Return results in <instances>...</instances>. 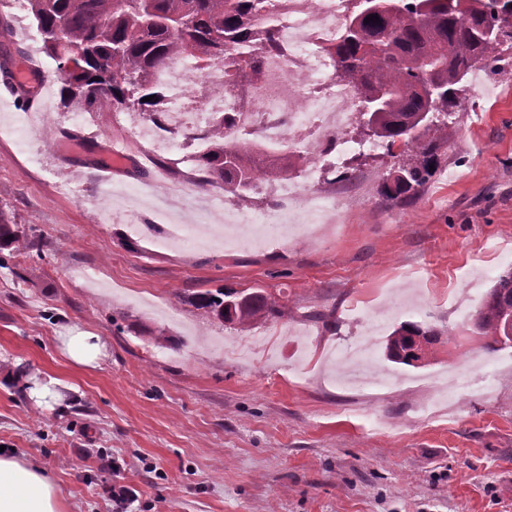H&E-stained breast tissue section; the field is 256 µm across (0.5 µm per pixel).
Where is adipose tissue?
Returning <instances> with one entry per match:
<instances>
[{
    "label": "adipose tissue",
    "mask_w": 512,
    "mask_h": 512,
    "mask_svg": "<svg viewBox=\"0 0 512 512\" xmlns=\"http://www.w3.org/2000/svg\"><path fill=\"white\" fill-rule=\"evenodd\" d=\"M0 512H64L48 473L28 461L0 455Z\"/></svg>",
    "instance_id": "obj_1"
}]
</instances>
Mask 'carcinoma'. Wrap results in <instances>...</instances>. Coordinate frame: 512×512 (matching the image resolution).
<instances>
[{
  "label": "carcinoma",
  "instance_id": "obj_1",
  "mask_svg": "<svg viewBox=\"0 0 512 512\" xmlns=\"http://www.w3.org/2000/svg\"><path fill=\"white\" fill-rule=\"evenodd\" d=\"M24 9L40 37V51L56 65L63 107L120 112L132 106L159 128L170 97L154 80L156 73L183 61L200 76L230 51L235 69L225 81V92L233 96L245 90V78L256 75V60L274 35L269 0H24ZM378 17L366 23L353 7L331 55L338 75L355 89L356 107L372 99L378 103L362 125L359 143L389 154L399 143L415 149V158L391 172L381 186L385 200L406 204L440 167L438 150L459 118L460 84L478 68L495 67L512 50V36L486 38L488 17L471 0H403L397 9L383 7ZM424 78L437 84L430 98L420 89ZM151 95L153 100L143 101ZM426 111L439 118L412 143L409 130ZM231 127L230 117L214 113L192 136L197 149L190 162L198 186L219 187L246 202L259 183L286 180L299 171L301 157L253 146L227 134ZM34 247L35 242L21 239L17 225L1 210L0 251ZM190 304L240 326L285 315L263 292L238 296L232 289L206 290L193 295ZM511 317L509 267L496 278L472 323L493 349L503 342ZM449 335L427 320L403 322L387 335L385 358L407 367L427 366Z\"/></svg>",
  "mask_w": 512,
  "mask_h": 512
}]
</instances>
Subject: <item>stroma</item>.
Segmentation results:
<instances>
[{
  "mask_svg": "<svg viewBox=\"0 0 512 512\" xmlns=\"http://www.w3.org/2000/svg\"><path fill=\"white\" fill-rule=\"evenodd\" d=\"M11 3L0 0V210L44 254L0 263V446L48 472L67 512H116L119 485L138 494L126 512H512V347L488 350L469 323L512 265V57L472 73L414 200L384 201L395 160L363 156L356 186L327 184L338 208L315 239L231 250L227 236L255 227L220 213L206 238L172 242L169 226L194 223L216 189L192 183L182 147L145 157L128 113H95L102 133L89 135ZM17 67L32 74L27 93L51 100L33 127L5 77ZM220 288L271 294L286 314L243 328L188 302ZM406 302L454 337L429 366L384 356L394 326L416 318ZM159 327L175 345L151 342ZM84 335L99 351L79 364L62 339ZM463 345L474 362L460 363ZM455 362L475 382L490 363L499 372L418 418ZM34 379L47 394L26 391Z\"/></svg>",
  "mask_w": 512,
  "mask_h": 512,
  "instance_id": "stroma-1",
  "label": "stroma"
}]
</instances>
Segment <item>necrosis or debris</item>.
<instances>
[{
	"mask_svg": "<svg viewBox=\"0 0 512 512\" xmlns=\"http://www.w3.org/2000/svg\"><path fill=\"white\" fill-rule=\"evenodd\" d=\"M276 18L275 44L263 56L255 82L242 99L224 94L188 96L189 110L229 112L235 128L251 131L255 141L307 151L309 162L295 176L275 184L279 223L306 217L304 237H313L335 207L320 194L323 172L343 169L355 144L347 133L357 118L355 93L336 74L329 54L348 22L350 0H271ZM253 215L252 223H270Z\"/></svg>",
	"mask_w": 512,
	"mask_h": 512,
	"instance_id": "4bbe7bcc",
	"label": "necrosis or debris"
}]
</instances>
